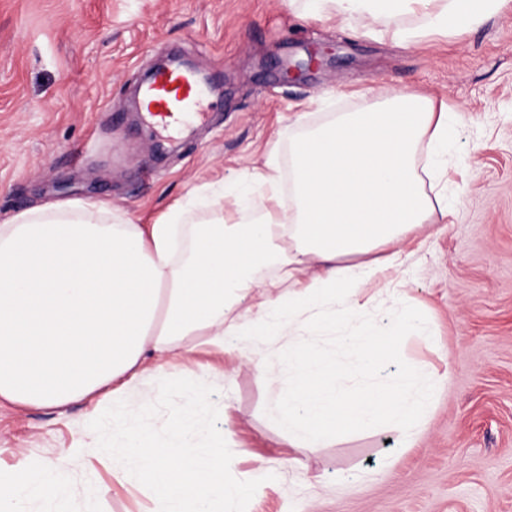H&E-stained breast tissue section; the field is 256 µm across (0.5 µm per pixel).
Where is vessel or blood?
<instances>
[{
  "instance_id": "vessel-or-blood-1",
  "label": "vessel or blood",
  "mask_w": 512,
  "mask_h": 512,
  "mask_svg": "<svg viewBox=\"0 0 512 512\" xmlns=\"http://www.w3.org/2000/svg\"><path fill=\"white\" fill-rule=\"evenodd\" d=\"M201 92L198 73L172 63L153 73L139 94L146 107V123L156 130L175 129L185 124V115L194 110Z\"/></svg>"
}]
</instances>
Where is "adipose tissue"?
<instances>
[{
    "instance_id": "obj_1",
    "label": "adipose tissue",
    "mask_w": 512,
    "mask_h": 512,
    "mask_svg": "<svg viewBox=\"0 0 512 512\" xmlns=\"http://www.w3.org/2000/svg\"><path fill=\"white\" fill-rule=\"evenodd\" d=\"M310 12L358 15L380 36L408 46L431 36L472 29L503 0H306ZM288 168L277 156L243 179L258 184L267 204L255 222L233 212L181 225L180 208L154 224L116 223L107 205L71 200L33 207L0 224V399L24 406L65 407L94 398L128 405L149 399L140 388L147 353L176 354L187 337L223 346L275 336L294 371L278 420L289 436L315 445L341 427L377 422L407 435L429 408L416 372L350 396L342 365L304 341V327L343 325L355 317L354 297L396 267L406 233L431 216L447 220L426 184L447 173L457 136L454 113L416 91H397L368 107L333 114L311 126L298 114ZM290 193H283V183ZM391 255L365 256L381 247ZM361 257L359 265L342 258ZM279 266L288 306L270 295L276 282L260 272ZM267 299L249 319L233 310L254 292ZM356 367L372 374L380 335L344 332ZM36 471L0 481V512H23L29 492L46 491Z\"/></svg>"
}]
</instances>
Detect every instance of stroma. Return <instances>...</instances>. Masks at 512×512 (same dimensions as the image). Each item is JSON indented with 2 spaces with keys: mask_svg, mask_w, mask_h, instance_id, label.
Masks as SVG:
<instances>
[{
  "mask_svg": "<svg viewBox=\"0 0 512 512\" xmlns=\"http://www.w3.org/2000/svg\"><path fill=\"white\" fill-rule=\"evenodd\" d=\"M324 47L336 61L284 77L279 61ZM169 54L215 87L203 118L162 154L155 144L168 137L134 112L133 84ZM399 89L461 110L447 227L407 234L393 273L401 297L374 282L356 297L379 329L406 306L422 315L381 345L378 365L386 380L418 368L432 386L414 435L377 423L292 447L266 376L288 379V352L269 336L146 357L148 387L186 377L216 388L236 479L273 472L247 512H512V0L476 28L408 47L367 20L309 13L303 0H0V221L81 199L151 224L206 184L227 190L226 208H258L261 192L236 179L272 152L287 163L297 113L316 125ZM304 336L345 364L349 394L367 385L338 334ZM103 410L0 403V475L28 466L53 485L28 512H157L152 492L97 449L88 424Z\"/></svg>",
  "mask_w": 512,
  "mask_h": 512,
  "instance_id": "stroma-1",
  "label": "stroma"
}]
</instances>
